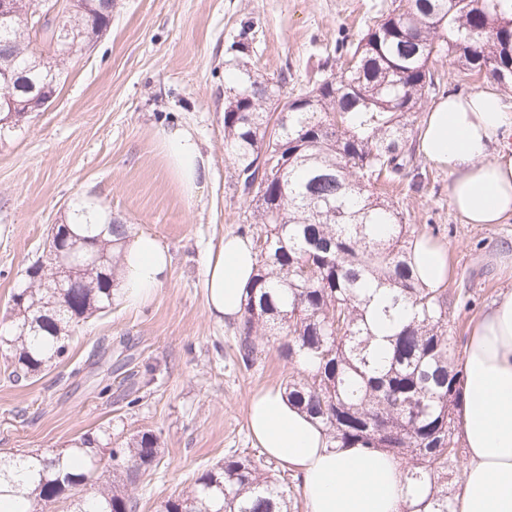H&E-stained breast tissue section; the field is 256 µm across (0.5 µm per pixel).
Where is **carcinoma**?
I'll return each instance as SVG.
<instances>
[{
	"label": "carcinoma",
	"instance_id": "obj_1",
	"mask_svg": "<svg viewBox=\"0 0 512 512\" xmlns=\"http://www.w3.org/2000/svg\"><path fill=\"white\" fill-rule=\"evenodd\" d=\"M0 18V102L17 108L39 94L56 93L61 62L96 42L112 22L114 0H76L67 23L80 34L64 46L46 24L29 21L30 0H11ZM454 59L470 76L512 92V0H391L346 53L339 71L309 90L307 102L270 127L281 101L276 85L241 64L233 93L224 96V143L231 178L251 211L257 270L237 327V361L252 368L265 341L297 370L283 382L291 402L317 419L338 448L388 451L406 459L408 476L428 486L409 512H449L448 479L463 453L454 415L463 395L458 368L461 337L451 321L453 297L469 305L468 289L427 288L409 261L419 224L406 223L380 179L419 191L428 175L416 164L419 112L436 90L431 64ZM98 208L74 211L53 242L28 267L29 279L45 274L53 249L79 244L69 254L82 275L59 302L44 288H20L12 307L36 330H12L0 343L13 350L14 376L34 374L64 354L69 328L112 307L117 251L129 227L99 225ZM401 307L411 318L382 335L380 325ZM386 342L380 362L373 342ZM314 363L299 368L300 361ZM133 483L159 465L150 430L112 439L86 433L66 451L0 456V502L34 496L33 512H138L139 499L103 483L104 456ZM283 483L247 456L231 454L205 469L190 494L170 497L164 512H290Z\"/></svg>",
	"mask_w": 512,
	"mask_h": 512
}]
</instances>
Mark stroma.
<instances>
[{
    "label": "stroma",
    "mask_w": 512,
    "mask_h": 512,
    "mask_svg": "<svg viewBox=\"0 0 512 512\" xmlns=\"http://www.w3.org/2000/svg\"><path fill=\"white\" fill-rule=\"evenodd\" d=\"M391 0H115L112 25L96 45L61 66L50 107L0 141V334L10 295L27 283L49 228L92 202L133 233L155 236L173 258L170 276L139 309L113 300L71 332L68 350L40 372L6 379L0 345V454L59 452L86 431L126 437L151 430L161 461L127 490L140 512H161L228 452L262 461L247 428L255 391L282 385L289 368L273 345L253 368L235 355V329L207 312L206 255L225 234L248 228L250 211L230 177L224 150V88L245 62L283 95L309 90L341 42L357 40ZM181 125L199 139L210 175L186 199L158 145ZM430 176L393 202L408 223L444 245L448 287L462 336L499 294L512 289V223L465 224L449 204L447 169L421 160ZM154 381L141 386L145 369ZM140 400L129 404V391Z\"/></svg>",
    "instance_id": "obj_1"
}]
</instances>
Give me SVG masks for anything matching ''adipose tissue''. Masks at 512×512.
<instances>
[{
	"instance_id": "obj_1",
	"label": "adipose tissue",
	"mask_w": 512,
	"mask_h": 512,
	"mask_svg": "<svg viewBox=\"0 0 512 512\" xmlns=\"http://www.w3.org/2000/svg\"><path fill=\"white\" fill-rule=\"evenodd\" d=\"M158 142L181 193L193 198L210 174L201 144L182 127L161 129ZM420 149L448 170V199L463 223L512 222V109L496 88L431 104ZM122 255L121 296L136 308L163 286L171 256L157 238L142 233L126 239ZM413 257L426 286L444 283L445 249L421 238ZM255 266L251 241L239 235L225 236L210 253L204 288L212 318L239 321ZM463 371L464 401L456 421L467 454L451 512H512V290L501 292L474 324ZM247 426L263 454L299 475L307 512H406L426 491L407 479L404 461L391 453L333 447L322 427L280 388L252 397Z\"/></svg>"
}]
</instances>
